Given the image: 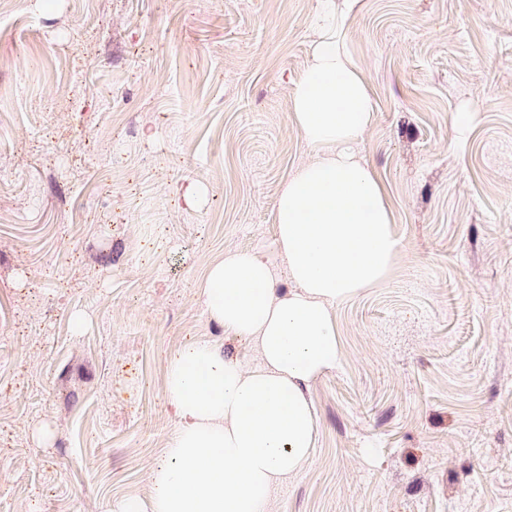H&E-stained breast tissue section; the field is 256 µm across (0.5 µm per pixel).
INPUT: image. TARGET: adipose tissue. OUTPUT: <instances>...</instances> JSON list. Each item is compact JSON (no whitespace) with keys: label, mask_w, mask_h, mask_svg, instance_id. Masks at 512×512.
I'll use <instances>...</instances> for the list:
<instances>
[{"label":"adipose tissue","mask_w":512,"mask_h":512,"mask_svg":"<svg viewBox=\"0 0 512 512\" xmlns=\"http://www.w3.org/2000/svg\"><path fill=\"white\" fill-rule=\"evenodd\" d=\"M349 0H317L309 62L290 86L310 155L284 179L277 248L293 290L277 294L258 254L225 250L199 284L208 316L258 354L244 367L207 341L169 358L164 392L178 418L147 500L118 512H270L272 491L309 462L310 385L341 360L337 303L385 278L399 255L393 218L357 146L374 105L340 30Z\"/></svg>","instance_id":"obj_1"}]
</instances>
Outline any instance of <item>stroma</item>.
<instances>
[{"label":"stroma","mask_w":512,"mask_h":512,"mask_svg":"<svg viewBox=\"0 0 512 512\" xmlns=\"http://www.w3.org/2000/svg\"><path fill=\"white\" fill-rule=\"evenodd\" d=\"M315 6L0 8V512L147 498L169 355L203 339L257 364L199 283L232 248L290 287L275 203L309 156L287 85ZM341 38L400 255L336 305L315 448L271 512H512V0H357Z\"/></svg>","instance_id":"stroma-1"}]
</instances>
